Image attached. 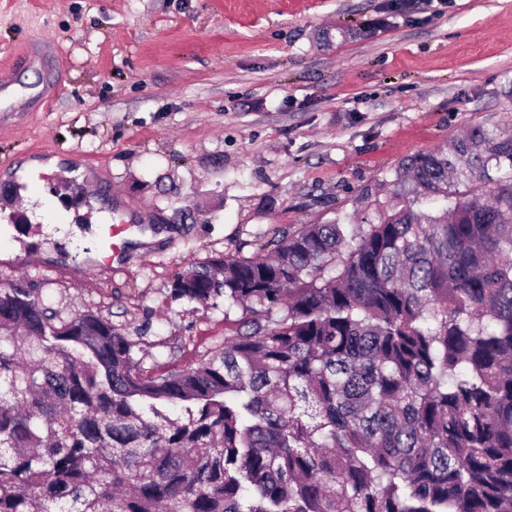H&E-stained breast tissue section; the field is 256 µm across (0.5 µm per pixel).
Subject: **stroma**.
Instances as JSON below:
<instances>
[{"label":"stroma","mask_w":512,"mask_h":512,"mask_svg":"<svg viewBox=\"0 0 512 512\" xmlns=\"http://www.w3.org/2000/svg\"><path fill=\"white\" fill-rule=\"evenodd\" d=\"M0 0V183L32 162L51 207L0 193V288L91 311L143 374L224 347L241 308L173 300L188 266L304 224L359 231L410 156L512 134V0ZM167 238L93 262L104 222ZM196 218L174 223L176 211Z\"/></svg>","instance_id":"1"}]
</instances>
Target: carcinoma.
<instances>
[{"mask_svg": "<svg viewBox=\"0 0 512 512\" xmlns=\"http://www.w3.org/2000/svg\"><path fill=\"white\" fill-rule=\"evenodd\" d=\"M402 171L406 204L358 234L305 224L177 275L174 299L249 315L182 370L0 288V512H512V136Z\"/></svg>", "mask_w": 512, "mask_h": 512, "instance_id": "carcinoma-1", "label": "carcinoma"}]
</instances>
